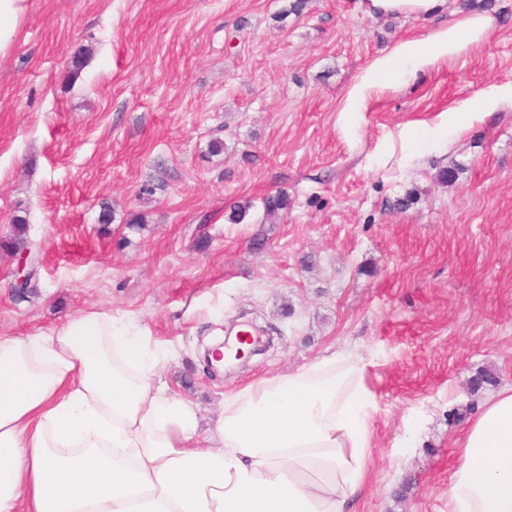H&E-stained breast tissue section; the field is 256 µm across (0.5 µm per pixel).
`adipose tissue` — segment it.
<instances>
[{
  "label": "adipose tissue",
  "instance_id": "obj_1",
  "mask_svg": "<svg viewBox=\"0 0 512 512\" xmlns=\"http://www.w3.org/2000/svg\"><path fill=\"white\" fill-rule=\"evenodd\" d=\"M370 17L425 22L355 78L343 112L487 42L490 11L459 0H359ZM512 89L448 110L433 140ZM165 354L108 311L51 333L0 336V512H351L363 490L373 398L359 355H326L198 407L157 383ZM455 446L448 512H512V386L491 395Z\"/></svg>",
  "mask_w": 512,
  "mask_h": 512
}]
</instances>
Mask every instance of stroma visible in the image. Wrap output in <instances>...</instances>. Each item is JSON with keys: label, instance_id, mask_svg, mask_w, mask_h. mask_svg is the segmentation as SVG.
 Instances as JSON below:
<instances>
[{"label": "stroma", "instance_id": "obj_1", "mask_svg": "<svg viewBox=\"0 0 512 512\" xmlns=\"http://www.w3.org/2000/svg\"><path fill=\"white\" fill-rule=\"evenodd\" d=\"M292 2L27 0L0 56V336L92 308L128 318L169 351L162 382L207 425L253 380L361 355L374 409L359 512H448L464 426L450 411L512 386V105L471 114L446 144L410 145L406 130L512 87V0H494L488 42L351 117L355 76L423 23ZM454 165L458 179L438 182ZM277 191L290 206L270 217ZM243 315L270 347L209 372L205 346ZM482 370L494 384L471 389Z\"/></svg>", "mask_w": 512, "mask_h": 512}]
</instances>
